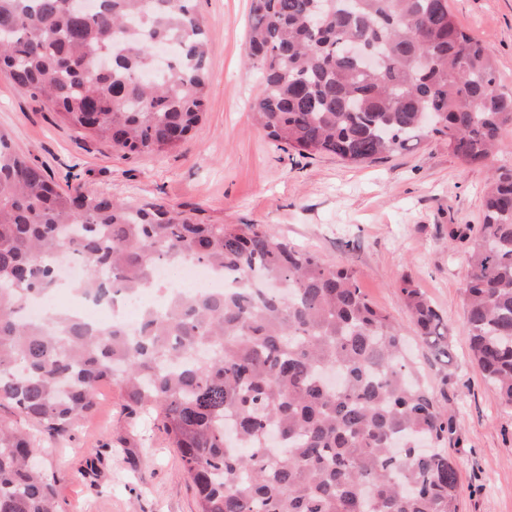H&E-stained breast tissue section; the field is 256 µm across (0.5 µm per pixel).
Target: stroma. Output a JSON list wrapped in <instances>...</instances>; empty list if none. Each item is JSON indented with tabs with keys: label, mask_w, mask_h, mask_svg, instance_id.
Instances as JSON below:
<instances>
[{
	"label": "stroma",
	"mask_w": 512,
	"mask_h": 512,
	"mask_svg": "<svg viewBox=\"0 0 512 512\" xmlns=\"http://www.w3.org/2000/svg\"><path fill=\"white\" fill-rule=\"evenodd\" d=\"M448 4L491 50L500 90L512 92V0ZM195 10L207 32L208 106L176 151L131 156L83 139L4 71L0 130L60 190L105 191L134 205L164 201L211 224L274 228L355 271L367 298L412 337L397 289L410 276L447 321L456 354L450 365L435 360L412 337L429 387L456 411L461 512H512V409L470 359L461 294L467 243L448 235L457 226H479L487 168L463 167L432 136L362 165L280 149L252 121L261 81L247 60L250 0H195ZM37 440L59 512L198 510L196 488L158 416L129 418L114 383L99 385L93 411L69 440L42 433Z\"/></svg>",
	"instance_id": "obj_1"
}]
</instances>
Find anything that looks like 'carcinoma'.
Here are the masks:
<instances>
[{
	"label": "carcinoma",
	"instance_id": "obj_1",
	"mask_svg": "<svg viewBox=\"0 0 512 512\" xmlns=\"http://www.w3.org/2000/svg\"><path fill=\"white\" fill-rule=\"evenodd\" d=\"M95 2L83 16L74 0H0V70L85 138L176 150L208 103L192 0ZM350 38L377 71L343 52ZM249 45L262 72L254 123L301 157L373 163L434 136L463 166H485L512 124L491 52L448 0H251ZM65 257L86 263L78 289L97 299L152 287L169 262L273 286L177 299L133 336L29 320ZM466 261L470 350L512 408V166L491 174ZM398 290L418 339L451 363L443 316L412 279ZM105 380L127 415L160 417L198 512H460L455 410L353 270L262 225L61 192L0 132V512H58L40 448L8 417L66 437Z\"/></svg>",
	"mask_w": 512,
	"mask_h": 512
}]
</instances>
